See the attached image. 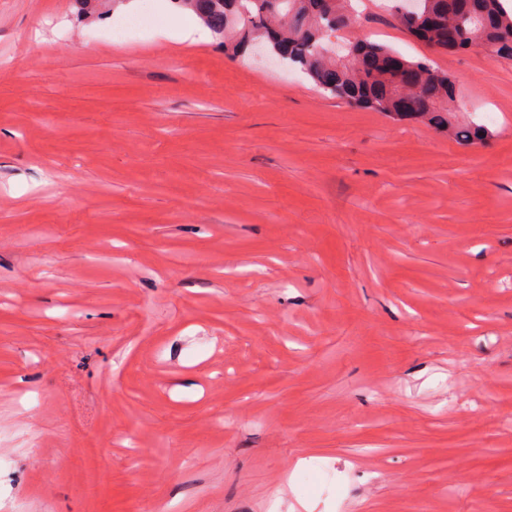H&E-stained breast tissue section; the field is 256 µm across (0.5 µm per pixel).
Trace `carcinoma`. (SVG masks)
Returning a JSON list of instances; mask_svg holds the SVG:
<instances>
[{
    "label": "carcinoma",
    "mask_w": 512,
    "mask_h": 512,
    "mask_svg": "<svg viewBox=\"0 0 512 512\" xmlns=\"http://www.w3.org/2000/svg\"><path fill=\"white\" fill-rule=\"evenodd\" d=\"M191 10L216 35L224 51L239 57L265 44L269 56L297 64L325 93L364 105L393 120L413 119L472 145L489 137L481 126H452L448 104L457 100L452 79L426 59L408 60L370 40L342 41L336 58L331 37L348 26L337 0H174ZM431 12L440 24L421 40L435 49L456 46L448 27L460 31L467 48H489L512 57V14L501 0H395L393 16L407 32L412 11Z\"/></svg>",
    "instance_id": "obj_1"
}]
</instances>
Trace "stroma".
<instances>
[{"mask_svg": "<svg viewBox=\"0 0 512 512\" xmlns=\"http://www.w3.org/2000/svg\"><path fill=\"white\" fill-rule=\"evenodd\" d=\"M352 4L484 143L0 0V512H512V59Z\"/></svg>", "mask_w": 512, "mask_h": 512, "instance_id": "obj_1", "label": "stroma"}]
</instances>
